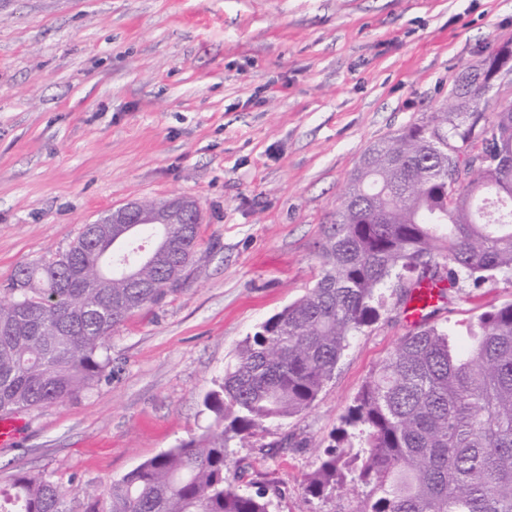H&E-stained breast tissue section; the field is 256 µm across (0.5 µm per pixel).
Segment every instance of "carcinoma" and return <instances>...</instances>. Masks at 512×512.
Instances as JSON below:
<instances>
[{
  "label": "carcinoma",
  "mask_w": 512,
  "mask_h": 512,
  "mask_svg": "<svg viewBox=\"0 0 512 512\" xmlns=\"http://www.w3.org/2000/svg\"><path fill=\"white\" fill-rule=\"evenodd\" d=\"M495 62L458 78L456 107L365 151L315 285L246 337L205 397V431L86 492L89 512H272V498L230 479L229 448L312 406L384 290L405 307L421 288L445 302L462 277L512 279V105L478 127ZM197 241L195 224H143L114 251L108 225L87 224L64 253L20 266L0 304V417L98 381L112 331L179 287ZM439 310L425 306L367 378L308 494L359 487L338 512H512V303L481 313L464 346ZM62 497L20 474L0 512H63Z\"/></svg>",
  "instance_id": "obj_1"
}]
</instances>
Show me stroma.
Listing matches in <instances>:
<instances>
[{
  "label": "stroma",
  "instance_id": "1",
  "mask_svg": "<svg viewBox=\"0 0 512 512\" xmlns=\"http://www.w3.org/2000/svg\"><path fill=\"white\" fill-rule=\"evenodd\" d=\"M512 45V0H0V301L130 201L202 211L180 286L133 312L98 382L19 412L0 488L58 483L64 512L209 423L246 336L303 296L364 151L441 111L459 75ZM512 303V280L461 283L448 316ZM409 325L395 297L307 411L234 445L237 486L276 512H345L316 469L373 367Z\"/></svg>",
  "mask_w": 512,
  "mask_h": 512
}]
</instances>
